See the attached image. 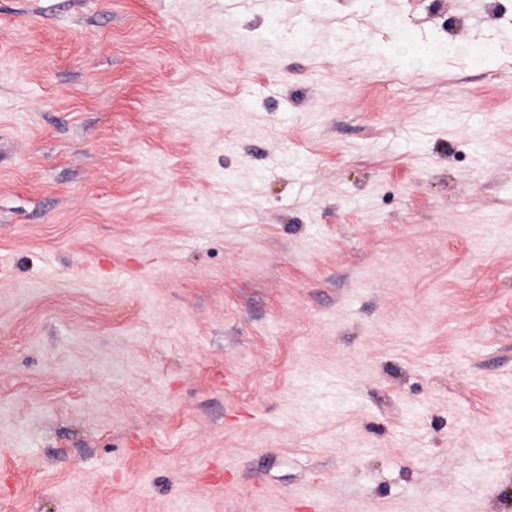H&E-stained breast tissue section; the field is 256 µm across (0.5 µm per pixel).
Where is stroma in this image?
I'll return each instance as SVG.
<instances>
[{"mask_svg":"<svg viewBox=\"0 0 512 512\" xmlns=\"http://www.w3.org/2000/svg\"><path fill=\"white\" fill-rule=\"evenodd\" d=\"M474 496L512 512V0H0V512Z\"/></svg>","mask_w":512,"mask_h":512,"instance_id":"1","label":"stroma"}]
</instances>
